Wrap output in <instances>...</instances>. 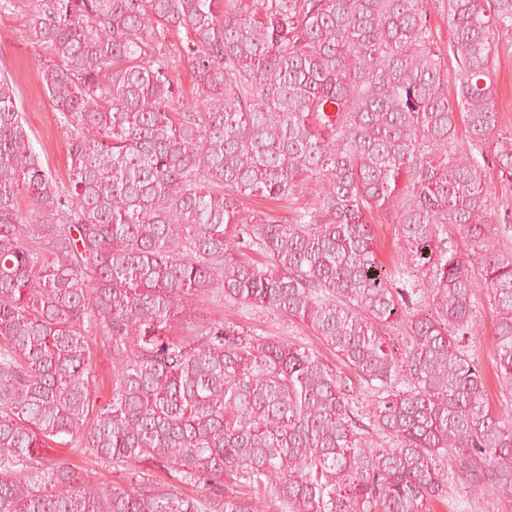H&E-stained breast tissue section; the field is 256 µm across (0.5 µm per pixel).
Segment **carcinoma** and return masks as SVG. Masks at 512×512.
<instances>
[{
	"mask_svg": "<svg viewBox=\"0 0 512 512\" xmlns=\"http://www.w3.org/2000/svg\"><path fill=\"white\" fill-rule=\"evenodd\" d=\"M436 2L447 54L425 0H258L249 13L223 0H0L31 14L70 133L61 179L0 76V512H259L271 493L288 512H431L447 458L512 512V408L486 404L462 344L477 283L448 236L458 228L481 259L512 402V254L490 239L485 181L489 148L512 182L490 77L495 47L512 43V0ZM180 33L187 107L167 52ZM305 196L292 224L240 208ZM391 207L433 314L375 256L368 219ZM189 296L295 319L353 375L222 321L174 337ZM397 321L399 356L384 337ZM98 341L112 380L97 410ZM358 380L373 393L365 413ZM365 418L394 446L364 447ZM53 445L212 493L91 485L41 452ZM226 476L252 495L224 493Z\"/></svg>",
	"mask_w": 512,
	"mask_h": 512,
	"instance_id": "obj_1",
	"label": "carcinoma"
}]
</instances>
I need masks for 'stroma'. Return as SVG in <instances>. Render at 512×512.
<instances>
[{
	"label": "stroma",
	"instance_id": "obj_1",
	"mask_svg": "<svg viewBox=\"0 0 512 512\" xmlns=\"http://www.w3.org/2000/svg\"><path fill=\"white\" fill-rule=\"evenodd\" d=\"M45 53L36 43L31 21L24 12L0 13V74L13 81L17 103L31 129L32 145L41 161L58 176L69 167L67 134L51 108L40 79V59ZM493 81L497 89L499 129L512 133V46H499L495 56ZM486 182L491 190L488 222L502 251L512 252V184L502 182L496 166L486 169ZM374 249L383 268L395 275L398 288H416L412 303L431 312L430 285L422 276L399 272L401 256L394 237V214L383 211L372 221ZM476 324L465 346L484 374L486 398L492 410L503 409L507 401L500 393L493 359L495 317L485 288L475 293ZM215 320H224L253 329L265 336H277L319 353L331 365H338L335 353L324 344L314 330L301 322L282 317L271 310L249 309L215 298L192 297L187 301L178 334L187 328H200ZM433 512H501L499 502L491 495L471 493L460 483L456 473L448 475V496L432 504Z\"/></svg>",
	"mask_w": 512,
	"mask_h": 512
}]
</instances>
